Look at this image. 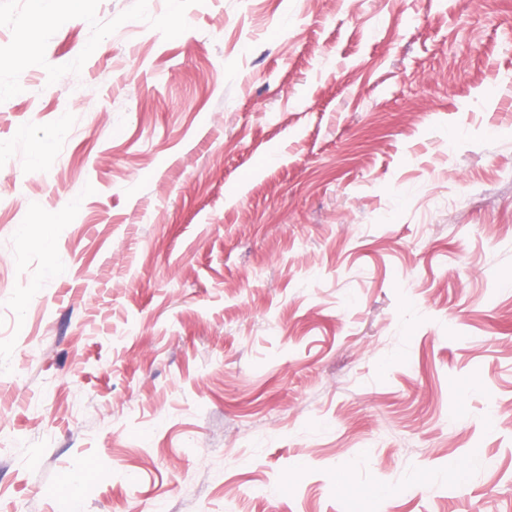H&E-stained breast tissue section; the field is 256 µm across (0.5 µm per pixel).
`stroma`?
<instances>
[{"label": "stroma", "instance_id": "1", "mask_svg": "<svg viewBox=\"0 0 512 512\" xmlns=\"http://www.w3.org/2000/svg\"><path fill=\"white\" fill-rule=\"evenodd\" d=\"M508 272L512 0H0V512H512Z\"/></svg>", "mask_w": 512, "mask_h": 512}]
</instances>
